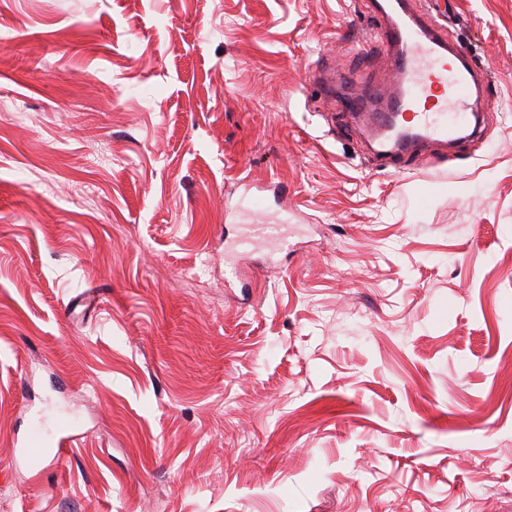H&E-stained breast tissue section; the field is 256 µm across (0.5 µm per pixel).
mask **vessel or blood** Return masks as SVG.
Returning <instances> with one entry per match:
<instances>
[{"mask_svg":"<svg viewBox=\"0 0 512 512\" xmlns=\"http://www.w3.org/2000/svg\"><path fill=\"white\" fill-rule=\"evenodd\" d=\"M371 7L383 27L370 45L387 52L395 84L345 99L343 108L374 111L381 159L398 167L424 160L431 146L477 136L472 99L485 89L486 74L466 52L451 48L442 26L408 0H372Z\"/></svg>","mask_w":512,"mask_h":512,"instance_id":"b4317fda","label":"vessel or blood"}]
</instances>
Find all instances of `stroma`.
Masks as SVG:
<instances>
[{
    "label": "stroma",
    "mask_w": 512,
    "mask_h": 512,
    "mask_svg": "<svg viewBox=\"0 0 512 512\" xmlns=\"http://www.w3.org/2000/svg\"><path fill=\"white\" fill-rule=\"evenodd\" d=\"M436 10L483 133L394 168L369 0H0V512H512V0Z\"/></svg>",
    "instance_id": "stroma-1"
}]
</instances>
